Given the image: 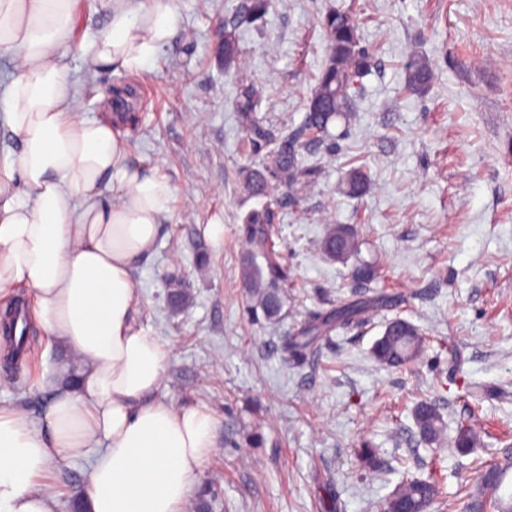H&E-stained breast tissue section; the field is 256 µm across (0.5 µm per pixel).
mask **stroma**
Returning a JSON list of instances; mask_svg holds the SVG:
<instances>
[{"mask_svg":"<svg viewBox=\"0 0 512 512\" xmlns=\"http://www.w3.org/2000/svg\"><path fill=\"white\" fill-rule=\"evenodd\" d=\"M239 0H178L180 30L137 73L88 71L85 29L94 0H76L68 63L85 116L104 105L140 114L126 133L133 156L158 167L175 196L153 258L135 273L141 323L169 346L160 397L203 405L218 420V447L203 464L193 502L208 512H383L405 478L435 476L439 512H462L475 461L512 454V0H273L241 26V75L265 86L259 114L273 131L300 126L327 54L320 12L359 21L372 57L355 90L359 120L336 143H307L317 180L280 190V237L298 287L280 318L250 320L239 280L243 217L260 207L239 183L248 161L234 107L236 83L215 46ZM425 56L426 92L406 85L405 64ZM360 167L371 189L353 198L345 175ZM224 224L213 244L205 229ZM351 225L379 280L358 282L355 261L328 259L330 225ZM178 264L189 301L171 309L168 272ZM383 296L382 307L331 332L296 357L286 338L308 316L343 301ZM422 328V356L400 369L380 364L374 342L391 319ZM64 356L35 350L14 376L0 370V406L44 415V373ZM435 402L446 421L440 452L421 441L412 409ZM479 440L453 446L459 426ZM375 448L384 469L357 458ZM88 459L49 474L55 512L86 489Z\"/></svg>","mask_w":512,"mask_h":512,"instance_id":"stroma-1","label":"stroma"}]
</instances>
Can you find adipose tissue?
Returning <instances> with one entry per match:
<instances>
[{
    "instance_id": "adipose-tissue-1",
    "label": "adipose tissue",
    "mask_w": 512,
    "mask_h": 512,
    "mask_svg": "<svg viewBox=\"0 0 512 512\" xmlns=\"http://www.w3.org/2000/svg\"><path fill=\"white\" fill-rule=\"evenodd\" d=\"M73 3L0 0V57L13 65L0 118L20 139L0 148V296L32 288L45 336L72 353L42 379V422L0 407V512H54L44 474L87 455L84 512H186L217 420L158 398L168 348L139 320L134 279L174 189L111 114L82 113L64 61ZM96 4L105 23L81 44L93 72L143 69L180 25L177 0Z\"/></svg>"
}]
</instances>
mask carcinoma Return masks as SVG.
I'll list each match as a JSON object with an SVG mask.
<instances>
[{"label": "carcinoma", "instance_id": "1", "mask_svg": "<svg viewBox=\"0 0 512 512\" xmlns=\"http://www.w3.org/2000/svg\"><path fill=\"white\" fill-rule=\"evenodd\" d=\"M271 7V0H244L234 20L224 25V41L219 46L224 73L237 75L241 66L239 26L244 22L262 19ZM317 24L328 42V53L319 70V77L308 100L303 123L291 132L281 135L274 142L270 129L258 110L263 100V86L255 81L238 78L236 112L238 121L247 134L250 154L261 156L259 163L241 167L239 176L243 192L249 197H263L265 202L258 209L247 213L238 228L242 243L240 280L248 288V312L252 319L263 317L267 321L280 317L288 300V289L294 287L293 276L283 253L278 249L279 238L276 221L280 204L273 193L281 187L292 188L316 179L321 173L317 164L305 165L299 159L303 141L322 142L336 139L330 127L339 123L347 129L356 120V108L351 93L357 79L371 67V57L360 46L359 24L348 10L329 9L321 14ZM407 84L410 90L423 93L433 79L429 60L415 55L406 63ZM370 186L365 171L352 168L348 171L344 192L360 196ZM363 242L347 224L329 228L322 242L324 254L337 261L357 257ZM364 303L345 302L334 311L314 312L301 327L299 334L289 342V349L304 355L321 337L333 330L335 324L348 322L365 312ZM0 336L8 353L5 368L16 364L19 356L28 349L29 328L26 316L19 307L6 310L0 318ZM425 345V335L414 324L404 319L390 321L380 338L373 345L375 358L393 368L404 367L416 361ZM413 417L421 438L430 444H439L445 437L446 424L431 401L418 403ZM477 435L472 426L457 430L455 447L464 452L473 447ZM507 466L497 464L493 475H488V464L481 463L471 472L475 494L471 508H489L491 512H512V494H499L504 477L512 469V458H504ZM438 486L431 479H405L387 498L384 512H392L396 505L405 503L413 512H431Z\"/></svg>", "mask_w": 512, "mask_h": 512}]
</instances>
